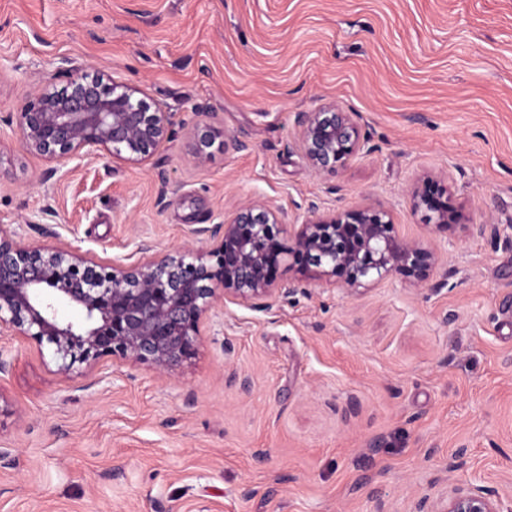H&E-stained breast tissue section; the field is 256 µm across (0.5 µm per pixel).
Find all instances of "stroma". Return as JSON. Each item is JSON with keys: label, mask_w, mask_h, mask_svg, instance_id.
I'll return each mask as SVG.
<instances>
[{"label": "stroma", "mask_w": 512, "mask_h": 512, "mask_svg": "<svg viewBox=\"0 0 512 512\" xmlns=\"http://www.w3.org/2000/svg\"><path fill=\"white\" fill-rule=\"evenodd\" d=\"M65 57L165 112L207 103L222 140L201 167L181 129L144 164L42 180L6 123ZM327 103L363 147L318 173L295 118ZM427 175L461 222L412 209ZM251 199L291 224L313 201L389 211L438 248L439 286L229 303L169 375L106 357L65 377L0 335V512H410L462 479L512 500V248L469 231L512 224V0H0V225L20 243L127 264Z\"/></svg>", "instance_id": "1"}]
</instances>
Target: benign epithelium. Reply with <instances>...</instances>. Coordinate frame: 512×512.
<instances>
[{
	"instance_id": "7a95c632",
	"label": "benign epithelium",
	"mask_w": 512,
	"mask_h": 512,
	"mask_svg": "<svg viewBox=\"0 0 512 512\" xmlns=\"http://www.w3.org/2000/svg\"><path fill=\"white\" fill-rule=\"evenodd\" d=\"M57 80L63 82L59 89ZM296 125L299 147L317 172L336 170L362 148L349 113L334 104L298 113ZM16 126L24 148L53 164L46 180L56 165L96 152L148 162L172 138L174 114L152 107L136 88L64 59L17 113ZM190 132L189 159L201 166L219 131L196 121ZM446 195L447 184L429 182L412 188V205L429 224L453 223L457 215L440 202ZM469 229L493 246L512 245V233L499 224ZM191 235L216 246L153 254L141 243L136 261L104 265L58 240L23 246L15 231L0 225V335L47 343L63 376L104 357L165 374L195 355L201 319L227 301L286 297L306 278L339 277L340 287L355 295L396 271L416 287H429L441 262L434 246L398 236L389 213L368 206L325 211L312 202L305 220L289 230L280 208L249 200L230 219ZM283 264L292 272L286 284L275 276ZM61 305L80 318H61ZM438 512L512 511L489 490L460 486Z\"/></svg>"
}]
</instances>
